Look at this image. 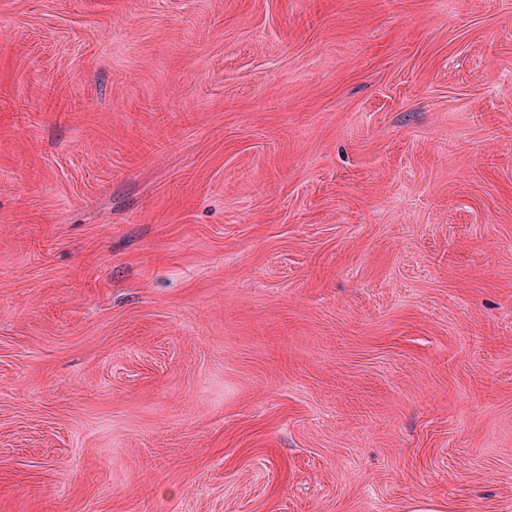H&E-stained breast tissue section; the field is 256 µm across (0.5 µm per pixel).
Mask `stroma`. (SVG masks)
<instances>
[{"label":"stroma","mask_w":512,"mask_h":512,"mask_svg":"<svg viewBox=\"0 0 512 512\" xmlns=\"http://www.w3.org/2000/svg\"><path fill=\"white\" fill-rule=\"evenodd\" d=\"M512 512V0H0V512Z\"/></svg>","instance_id":"obj_1"}]
</instances>
